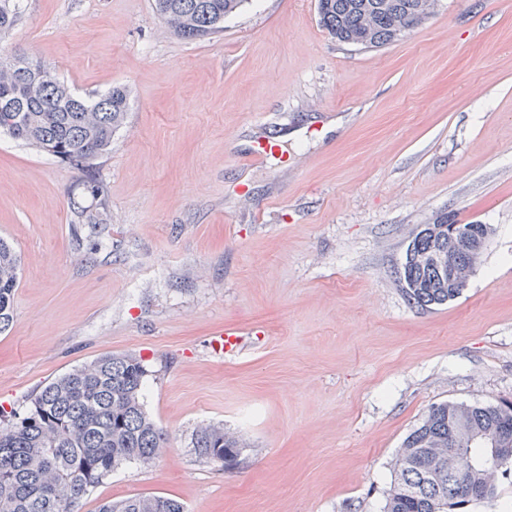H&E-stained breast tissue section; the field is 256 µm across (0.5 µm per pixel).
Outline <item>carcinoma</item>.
Listing matches in <instances>:
<instances>
[{
  "label": "carcinoma",
  "instance_id": "1",
  "mask_svg": "<svg viewBox=\"0 0 512 512\" xmlns=\"http://www.w3.org/2000/svg\"><path fill=\"white\" fill-rule=\"evenodd\" d=\"M246 0H154L158 16L178 36L193 41L224 31V20ZM435 0H317L320 25L336 41L383 46L422 23ZM19 14L18 0H0V34ZM0 133L46 152L81 173L90 193L93 161L105 154L125 123L129 94L114 87L93 99L54 79L39 97L28 84L0 69ZM448 218L416 228L398 269L408 302L421 309L456 299L436 256L448 253ZM20 260L0 238V334L14 322ZM147 370L132 353L106 354L46 384L25 414L0 409V512H76L82 496L125 463L154 462L166 448L164 431L146 413ZM512 444V404H435L405 438L384 512H460L492 500L496 486H479L470 463L487 452L479 434ZM199 457L232 467L245 448L220 426H202L194 437ZM98 512H185L166 496H131L103 503Z\"/></svg>",
  "mask_w": 512,
  "mask_h": 512
}]
</instances>
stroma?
<instances>
[{"label":"stroma","mask_w":512,"mask_h":512,"mask_svg":"<svg viewBox=\"0 0 512 512\" xmlns=\"http://www.w3.org/2000/svg\"><path fill=\"white\" fill-rule=\"evenodd\" d=\"M0 37L82 97L126 87L92 173L0 134V237L21 258L0 406L108 354L146 366L168 434L79 512L162 495L187 512H383L404 439L435 404L512 402V0H438L379 48L336 42L317 0H247L187 41L153 0H23ZM278 151L251 157L256 136ZM493 233L461 295L412 307L396 271L418 225ZM242 333L215 354L213 330ZM203 425L246 443L203 460Z\"/></svg>","instance_id":"1"}]
</instances>
